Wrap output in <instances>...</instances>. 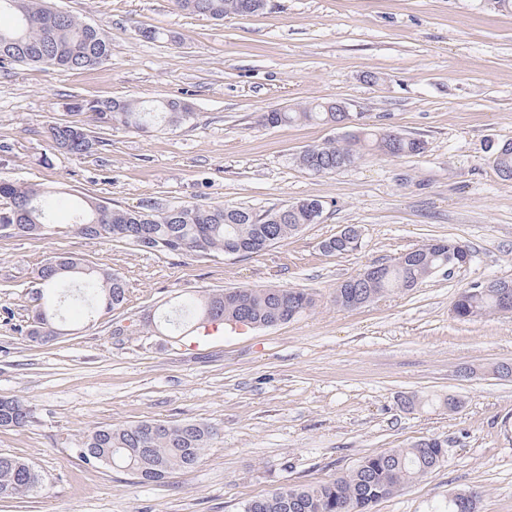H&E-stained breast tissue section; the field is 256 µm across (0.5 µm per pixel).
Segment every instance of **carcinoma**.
<instances>
[{
  "mask_svg": "<svg viewBox=\"0 0 512 512\" xmlns=\"http://www.w3.org/2000/svg\"><path fill=\"white\" fill-rule=\"evenodd\" d=\"M188 13L222 21L248 16L265 8L267 0H175ZM11 13L15 23L0 27V65H39L48 61L63 71L88 70L103 64L112 53L106 30L61 14L47 0H0V14ZM70 111L90 113L101 127H122L150 132L158 126L176 127L192 119L188 104L172 99L147 104L133 99L78 100ZM263 125L297 123L336 124L328 104H309L260 115ZM50 146L60 154L87 155L102 145L79 120L55 122L45 129ZM424 142L405 133L397 140L386 131L365 124L351 126L340 142L308 147L297 157L300 166L313 173H331L354 164L364 155H418ZM59 191L0 178V237L49 236L56 233L53 214L64 207ZM324 203L305 198L262 214L250 207L216 205L199 207L176 204L157 211L150 206L129 210L105 206L91 196L74 204L72 231L87 239L121 243L148 253L208 258L252 256L287 239L308 224L319 221ZM439 238L385 264L379 277L358 289L353 279L336 287L334 301L340 307L353 295L362 306L396 290H410L438 272L448 270V245ZM361 234L330 237L321 242L328 255L357 250ZM39 288L26 336L46 342L62 334L57 291L66 283H78L88 305L87 315L112 312L127 301L126 280L118 272L89 266L74 256H55L37 271ZM315 306L314 295L299 288H229L201 296H189L158 317H147L145 330L180 336L193 326L219 328L231 325L274 327L295 320ZM457 317L472 320L489 315L512 314L501 305L498 289L471 286L454 303ZM34 418L31 406L12 398H0V427L22 429ZM141 421L120 427L98 426L79 443V458L92 465L130 473L140 484L162 483L173 473L188 471L199 462L213 435L212 426L195 421ZM448 440L423 438L407 448H393L364 457L348 473L315 486H281L243 504L241 512H371L377 502L400 487L426 477L446 461ZM40 483L38 472L24 460L0 455V495H21Z\"/></svg>",
  "mask_w": 512,
  "mask_h": 512,
  "instance_id": "1",
  "label": "carcinoma"
}]
</instances>
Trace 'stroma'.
Instances as JSON below:
<instances>
[{"instance_id": "35a3bbf8", "label": "stroma", "mask_w": 512, "mask_h": 512, "mask_svg": "<svg viewBox=\"0 0 512 512\" xmlns=\"http://www.w3.org/2000/svg\"><path fill=\"white\" fill-rule=\"evenodd\" d=\"M103 26L112 53L83 71L0 66V177L113 206H246L256 212L322 200L318 223L252 257L145 254L71 232L0 237V397L32 405L22 429L0 428V454L20 458L40 485L0 498V512H238L284 484L316 485L363 457L415 441L448 442L445 463L372 512H441L452 492L478 512H512V317L473 321L453 311L476 282L512 279V180L490 156L512 140V11L494 0H269L218 22L173 0H54ZM151 27L147 40L138 30ZM176 99L190 122L138 133L82 121L106 146L81 157L52 151L48 123L70 103ZM341 102L355 122L422 139L414 156L368 155L328 174L299 167L305 148L342 138L323 124L263 126L261 113ZM361 245L321 252L345 226ZM437 238L466 245L468 265L366 306H336L337 285ZM70 254L123 274L124 308L92 320L69 300L65 335L26 336L38 268ZM281 286L316 305L275 326L198 339L128 325L190 295ZM456 397L458 411L403 409L404 398ZM198 421L215 435L197 466L166 482L81 461L98 425Z\"/></svg>"}]
</instances>
